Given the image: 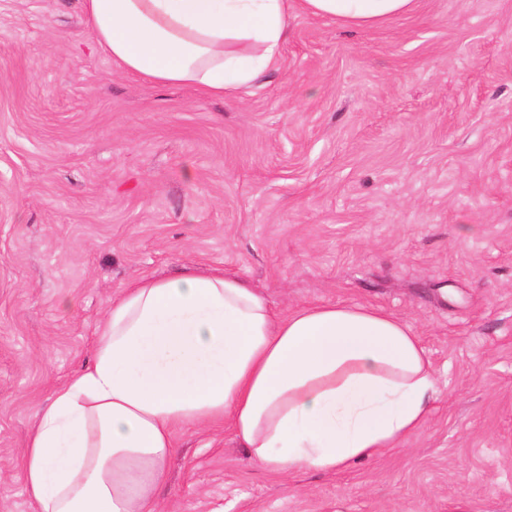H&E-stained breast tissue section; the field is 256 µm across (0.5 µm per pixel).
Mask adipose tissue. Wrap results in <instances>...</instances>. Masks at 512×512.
I'll return each mask as SVG.
<instances>
[{
    "mask_svg": "<svg viewBox=\"0 0 512 512\" xmlns=\"http://www.w3.org/2000/svg\"><path fill=\"white\" fill-rule=\"evenodd\" d=\"M416 0H83L99 45L156 85L226 96L277 69L294 10L349 27ZM420 336L381 310L283 312L235 274L185 267L112 302L92 360L58 387L23 454L36 512H159L184 426H227L275 477L336 474L399 450L430 415Z\"/></svg>",
    "mask_w": 512,
    "mask_h": 512,
    "instance_id": "obj_1",
    "label": "adipose tissue"
}]
</instances>
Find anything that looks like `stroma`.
I'll list each match as a JSON object with an SVG mask.
<instances>
[{"instance_id":"35a3bbf8","label":"stroma","mask_w":512,"mask_h":512,"mask_svg":"<svg viewBox=\"0 0 512 512\" xmlns=\"http://www.w3.org/2000/svg\"><path fill=\"white\" fill-rule=\"evenodd\" d=\"M229 97L157 86L82 0H0V512H35L26 441L122 288L225 268L278 309H381L436 377L401 452L276 478L181 428L162 512H512V0L304 12Z\"/></svg>"}]
</instances>
